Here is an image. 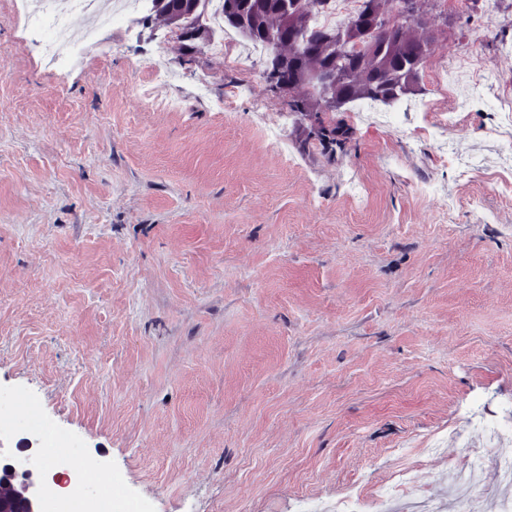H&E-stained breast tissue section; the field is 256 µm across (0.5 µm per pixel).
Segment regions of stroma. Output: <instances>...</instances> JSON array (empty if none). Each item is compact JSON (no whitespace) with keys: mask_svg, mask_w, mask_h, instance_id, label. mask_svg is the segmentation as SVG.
Listing matches in <instances>:
<instances>
[{"mask_svg":"<svg viewBox=\"0 0 512 512\" xmlns=\"http://www.w3.org/2000/svg\"><path fill=\"white\" fill-rule=\"evenodd\" d=\"M441 11L432 112L325 113L331 157L261 58L134 15L54 63L0 0V406L57 437L43 488L301 512L410 467L440 497L454 433L512 405V0Z\"/></svg>","mask_w":512,"mask_h":512,"instance_id":"1","label":"stroma"}]
</instances>
